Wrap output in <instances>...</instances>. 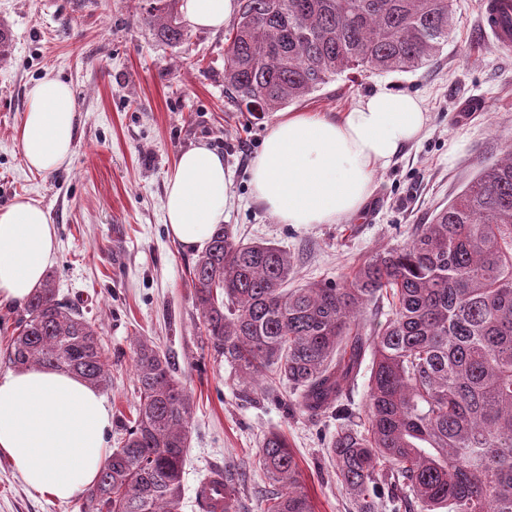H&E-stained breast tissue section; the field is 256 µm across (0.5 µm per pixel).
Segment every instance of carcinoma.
I'll list each match as a JSON object with an SVG mask.
<instances>
[{"mask_svg": "<svg viewBox=\"0 0 512 512\" xmlns=\"http://www.w3.org/2000/svg\"><path fill=\"white\" fill-rule=\"evenodd\" d=\"M147 20L172 43L167 0ZM457 26L453 0H241L224 49V86L251 112H276L345 73L415 71ZM202 336L240 381L285 384L292 405L336 413L326 448L356 512H512V145L419 224L337 282L288 287V251L218 227L190 270ZM135 398L90 490V512H180L192 399L170 357L135 336ZM371 356L365 422L342 408ZM16 367L69 371L103 388L98 328L58 299L47 275L16 322ZM263 512H315L286 436L265 434ZM239 487L224 473V512Z\"/></svg>", "mask_w": 512, "mask_h": 512, "instance_id": "1", "label": "carcinoma"}]
</instances>
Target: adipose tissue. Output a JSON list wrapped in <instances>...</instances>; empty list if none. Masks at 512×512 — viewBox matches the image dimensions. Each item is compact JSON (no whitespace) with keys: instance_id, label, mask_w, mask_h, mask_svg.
Returning <instances> with one entry per match:
<instances>
[{"instance_id":"ef3b65f1","label":"adipose tissue","mask_w":512,"mask_h":512,"mask_svg":"<svg viewBox=\"0 0 512 512\" xmlns=\"http://www.w3.org/2000/svg\"><path fill=\"white\" fill-rule=\"evenodd\" d=\"M236 0H183L193 25L220 28ZM428 123L409 93L379 91L334 117L289 114L271 125L251 163L257 201L283 224H337L356 217L376 172L418 139ZM77 132L70 86L45 76L28 91L16 130L28 170L69 164ZM224 156L201 142L181 151L165 190V223L189 250L206 246L230 203ZM55 227L41 204L20 197L0 207V310L27 304L56 254ZM112 411L99 389L60 369L23 367L0 374V459L29 489L66 501L92 486L109 454Z\"/></svg>"}]
</instances>
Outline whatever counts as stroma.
<instances>
[{"mask_svg":"<svg viewBox=\"0 0 512 512\" xmlns=\"http://www.w3.org/2000/svg\"><path fill=\"white\" fill-rule=\"evenodd\" d=\"M478 0H454L457 28L426 67L330 82L294 112L334 115L384 90L422 98L430 120L374 178L369 220L281 224L258 203L250 166L278 115H256L224 91V33L186 25L179 44L145 20L146 0H0V206L37 199L58 241V297L101 328L112 382L109 447L135 403L130 339L149 336L169 355L193 396L190 449L180 512H201L195 489L214 468L236 473L237 512H262L268 491L259 466L264 435L283 433L315 512H352L353 500L329 465L336 431L263 390L244 394L224 362L199 338L201 314L189 269L196 252L173 240L164 222L165 183L176 155L207 142L230 174L225 223L246 239L270 241L294 258L299 281H338L377 250L406 243L512 141V50L488 39ZM53 73L70 84L77 137L69 164L29 171L15 130L34 81ZM84 495L66 502L32 496L0 460V512H84Z\"/></svg>","mask_w":512,"mask_h":512,"instance_id":"35a3bbf8","label":"stroma"}]
</instances>
